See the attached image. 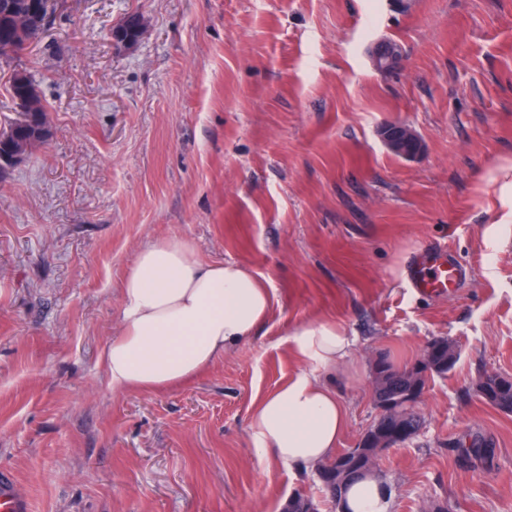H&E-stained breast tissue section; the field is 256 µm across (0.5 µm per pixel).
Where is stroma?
Segmentation results:
<instances>
[{
	"label": "stroma",
	"instance_id": "obj_1",
	"mask_svg": "<svg viewBox=\"0 0 512 512\" xmlns=\"http://www.w3.org/2000/svg\"><path fill=\"white\" fill-rule=\"evenodd\" d=\"M16 60L51 135L0 176V468L31 512H281L312 497L249 442L256 401L303 369L290 335L335 322L355 447L378 415L372 359L413 365L435 337L460 350L428 378L423 427L374 471L391 512H512V413L485 403L512 375V0H67ZM150 34L121 51L111 31ZM404 66L376 71L372 47ZM409 124L406 160L379 137ZM177 234L201 261H237L271 291L248 341L178 389L116 394L100 356L119 331L140 248ZM447 246L469 272L414 294L407 255ZM481 439L490 460L460 455ZM389 41L378 43L372 50V63L377 71L397 70L403 66L404 55L401 46ZM380 136L384 146L399 157L413 159L423 151L422 141L406 124L388 123L381 127Z\"/></svg>",
	"mask_w": 512,
	"mask_h": 512
}]
</instances>
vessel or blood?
<instances>
[{
    "label": "vessel or blood",
    "instance_id": "obj_1",
    "mask_svg": "<svg viewBox=\"0 0 512 512\" xmlns=\"http://www.w3.org/2000/svg\"><path fill=\"white\" fill-rule=\"evenodd\" d=\"M405 280L416 294L443 293L461 286L465 271L446 246L435 244L411 252L404 266ZM0 512H31L30 502L14 475L0 470Z\"/></svg>",
    "mask_w": 512,
    "mask_h": 512
}]
</instances>
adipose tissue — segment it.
I'll use <instances>...</instances> for the list:
<instances>
[{
  "mask_svg": "<svg viewBox=\"0 0 512 512\" xmlns=\"http://www.w3.org/2000/svg\"><path fill=\"white\" fill-rule=\"evenodd\" d=\"M272 305L268 288L235 261L200 262L177 235L144 245L122 282L121 330L100 364L113 392H161L204 374L249 339ZM304 367L252 410L257 453L291 469H313L336 453L347 409L331 376L351 342L335 323L302 325L290 337Z\"/></svg>",
  "mask_w": 512,
  "mask_h": 512,
  "instance_id": "adipose-tissue-1",
  "label": "adipose tissue"
}]
</instances>
